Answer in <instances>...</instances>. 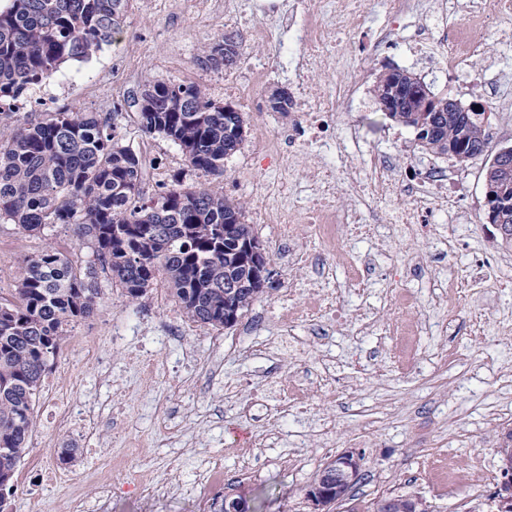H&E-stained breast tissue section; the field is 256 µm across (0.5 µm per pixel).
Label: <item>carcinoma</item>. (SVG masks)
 Returning a JSON list of instances; mask_svg holds the SVG:
<instances>
[{"label": "carcinoma", "mask_w": 512, "mask_h": 512, "mask_svg": "<svg viewBox=\"0 0 512 512\" xmlns=\"http://www.w3.org/2000/svg\"><path fill=\"white\" fill-rule=\"evenodd\" d=\"M129 0H8L0 8L1 106L23 97L67 62L89 60L123 32ZM234 41L210 48L204 61L231 69L240 61ZM416 80L393 73L374 86L377 103L392 98L386 117L413 129L429 151L455 160L486 143L477 121L436 111L413 90ZM143 131L179 146L203 176L224 172V159L245 138L243 113L197 85L156 80L144 90ZM145 161L116 139L110 112H50L0 137V220L41 233L74 224L98 265L79 266L50 246L23 258L10 297L0 296V512H13L16 474L26 453L43 377L68 327L89 317L100 299L96 267L119 282L132 301L165 276L183 313L205 328L235 325L265 292L266 255L243 220L242 208L204 183L175 180L144 198ZM392 512H431L420 498H388Z\"/></svg>", "instance_id": "carcinoma-1"}]
</instances>
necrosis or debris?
<instances>
[{
	"label": "necrosis or debris",
	"mask_w": 512,
	"mask_h": 512,
	"mask_svg": "<svg viewBox=\"0 0 512 512\" xmlns=\"http://www.w3.org/2000/svg\"><path fill=\"white\" fill-rule=\"evenodd\" d=\"M265 10L276 17L275 28L252 26L251 36L276 44V64L253 65L250 82L261 85L273 67L285 66L295 92L288 105V130L268 134L264 154L277 166L291 153L312 154L317 163L306 175L310 193L304 201L283 194L277 208L264 210V221L278 225L282 239L305 244L304 249L282 253L285 266L314 263L328 272L339 269L357 292H364L371 286L370 264L357 244L378 239L381 225L395 228L398 238L419 237L438 247L447 245L449 225L471 223L472 215L462 206L447 164L430 158L414 165L411 174H403L389 148L366 145L357 124L339 121L338 103H348L359 112L368 108L370 100L363 83L346 75L342 63L346 43L329 29V22H339L346 36L364 38L371 55L399 48L413 59L430 63L436 76L445 78L460 75L481 54L490 28L512 18V0H464L462 17L453 25L448 22V0H269ZM423 16L429 19L427 29L415 31L416 21ZM316 70L337 73L330 90L319 93L312 88L309 76ZM344 190L359 198L360 206H341L339 194ZM403 280L394 281L395 316L381 331L389 341L393 364L408 373L418 361L422 330L418 321L406 315L414 296ZM433 286L438 305L448 313H457L472 300L469 284L454 264L439 269ZM274 319L277 335L263 340L262 348L300 359L306 348L298 328H336L342 326L345 314L339 296L326 289L323 280L308 279L290 284L278 301ZM315 390L335 397L336 381L325 377L313 384L285 377L267 383L257 399L266 403L274 397L282 411L306 414L314 409L311 393ZM47 420L56 432L93 442L98 448L104 445L85 402L50 407Z\"/></svg>",
	"instance_id": "1"
}]
</instances>
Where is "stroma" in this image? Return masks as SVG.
<instances>
[{
  "label": "stroma",
  "mask_w": 512,
  "mask_h": 512,
  "mask_svg": "<svg viewBox=\"0 0 512 512\" xmlns=\"http://www.w3.org/2000/svg\"><path fill=\"white\" fill-rule=\"evenodd\" d=\"M249 28L246 21L211 25L190 12L171 18L166 14L165 0H130L124 32L143 36V49L130 54L125 42L115 41L103 46L88 63L64 66L62 76L78 78L70 91L48 102L45 111L18 115L24 122L43 119L48 111H99L106 87L92 80V73L103 70L117 77L127 60H135L137 85L110 107L116 131L125 145L158 159L163 180L178 173L184 185L191 186L203 179L188 165L180 148L161 135L144 133L141 128L137 100L144 83L170 80L196 84L214 100L230 101L243 113L249 127L245 141L237 153L225 159L223 175L206 180L229 199L243 203L244 221L250 224L269 256L275 288L255 301L233 327L221 329V336L229 340L237 338L252 316L259 314L267 318V331H274L275 323L270 316L289 280L316 272L312 266L284 267L276 250V227L262 223L256 211L260 201L272 207L279 204V197L270 190L271 184L277 182L288 184L294 196L304 198L305 177L315 163L314 158L301 153L294 156L290 167L264 169L261 140L272 129L286 126L287 116L269 110L262 114L254 112L240 97H225L222 89L227 81L245 82V60L275 54L274 45L254 42ZM229 33L242 40L243 64L229 71L201 64L204 50ZM487 52V59L471 62L464 80L452 78L432 86L431 91L438 96H455L466 106L482 104L492 114L486 128L485 154L454 169L464 203L476 221L455 225L458 244L452 259L463 267L482 261L496 262L497 274L506 283V290L486 297L475 296L469 309L455 315L447 334L425 336L421 358L407 374L390 369L387 349L374 338L355 339L344 329L331 336L304 329L300 332L308 345L304 361L286 354L255 358L239 348L226 353L220 373L210 376L201 370L210 358V331L185 317L164 278H157L148 295L133 302L111 275L99 273L98 306L90 317L70 328V338L52 369L66 370L83 379V387L72 392V399L96 392L98 431L110 446L92 456L83 442L61 434L55 435L54 446H45L44 436L50 426L44 410L56 395L50 385H43L35 405L28 452L56 457L61 450L71 448L75 454L72 461L61 464L67 480L51 497L40 498L36 484H18L13 512H69L72 494L94 498L97 479L104 474L112 477V512H199L203 507L208 512H219L222 503L243 491L248 492L252 506L261 507L263 512H316L306 491L324 465L346 450L362 455L361 478L351 490L352 500L334 506L333 512H365L369 503L380 499L374 485L386 474L396 480L397 494L425 498L434 512H480L484 491L471 480V462L480 460L493 474L501 472L496 448L502 432L486 428L483 415L495 407L512 408V386L502 379L505 362H512V335L503 347L493 341L500 323L512 322V264L496 261L501 253L512 256V245L503 240L497 226L490 224L484 205L486 169L498 149L512 146V104L500 103L485 66L487 61H494L501 73L512 78V42L489 39ZM350 118L361 126L368 140H396L394 158L400 168L414 165L423 151L413 130L386 118L378 106L351 113ZM48 244L66 249L81 266L94 259L90 244L75 234L73 225L57 224L31 236L18 225L0 222V290L13 288L20 261ZM475 314L482 318L485 339L476 340L470 335L471 317ZM118 323L145 327L141 341L156 354L161 368L159 378L133 382L134 362L123 347L111 340L112 327ZM80 336L95 337L96 349L78 345L76 339ZM185 346L196 351L198 366L187 365L181 359L180 350ZM448 350L455 351L457 357L446 365L441 354ZM326 353L334 356L341 381L354 383L336 400L325 401L318 396L313 399L317 415L331 421V430L319 431L306 417L294 415L289 417L283 436L270 447H263L267 433L264 413L250 416L242 412L260 377H313ZM358 358L367 363L368 370L356 381L352 375ZM103 367L131 379L122 400L127 408L124 418L117 420L112 416V391L98 379V371ZM169 425L179 428L180 440L173 445L162 442L163 431ZM128 439L136 440L137 448L125 447ZM201 444L207 445L224 466L222 487L203 490L198 499L146 498L134 489L133 478L139 470L147 471L158 482L165 481L177 469L192 474ZM296 451L311 459L304 470H294L288 464ZM439 451L454 456L459 464L456 490L431 486L425 477L427 454ZM125 457L131 458V468L113 471V462Z\"/></svg>",
  "instance_id": "stroma-1"
}]
</instances>
